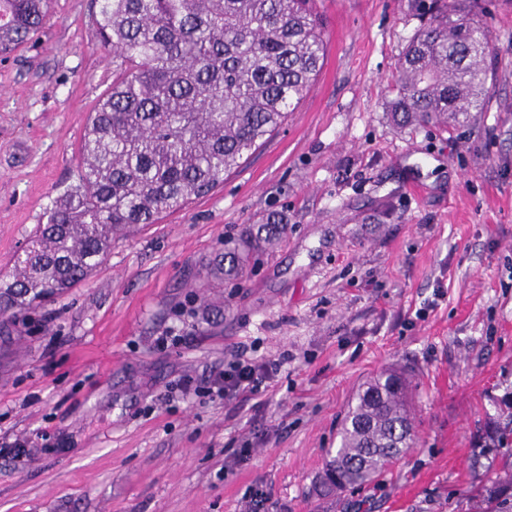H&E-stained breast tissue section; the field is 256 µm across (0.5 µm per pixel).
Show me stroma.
I'll list each match as a JSON object with an SVG mask.
<instances>
[{"mask_svg":"<svg viewBox=\"0 0 512 512\" xmlns=\"http://www.w3.org/2000/svg\"><path fill=\"white\" fill-rule=\"evenodd\" d=\"M430 4L316 0L324 64L287 122L0 335V439L32 448L0 456V512H479L488 435L512 421V0H474L489 98L447 132L386 110ZM51 10L0 57V273L76 183L112 85L93 0ZM273 213L277 246L242 279L216 274L225 241ZM230 343L285 356L267 391L233 415L171 396ZM389 367L410 372L412 447L371 487L314 498L352 397Z\"/></svg>","mask_w":512,"mask_h":512,"instance_id":"obj_1","label":"stroma"}]
</instances>
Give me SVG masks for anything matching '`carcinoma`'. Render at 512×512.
Here are the masks:
<instances>
[{
    "label": "carcinoma",
    "instance_id": "1",
    "mask_svg": "<svg viewBox=\"0 0 512 512\" xmlns=\"http://www.w3.org/2000/svg\"><path fill=\"white\" fill-rule=\"evenodd\" d=\"M112 86L89 113L78 184L54 197L12 272L0 276V334L10 320L65 295L105 258L112 241L208 194L280 128L324 58L314 0H95ZM471 0L436 10L400 57L390 101L401 126L444 130L483 110L491 51ZM50 20L49 0H0V56ZM287 219L270 215L224 243V278L274 245ZM403 372L385 370L357 391L335 455L312 492L333 497L370 485L411 447ZM484 512L512 497V449L482 487Z\"/></svg>",
    "mask_w": 512,
    "mask_h": 512
}]
</instances>
